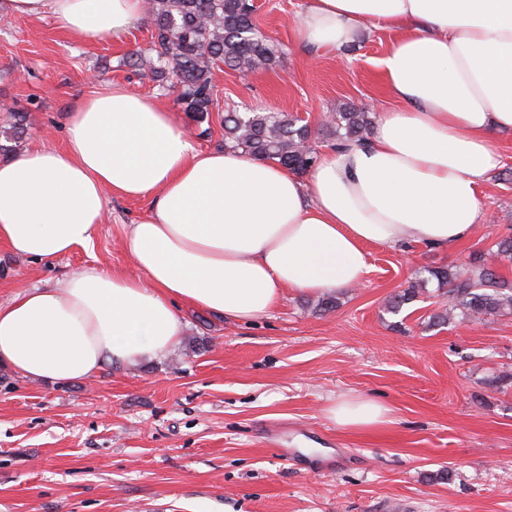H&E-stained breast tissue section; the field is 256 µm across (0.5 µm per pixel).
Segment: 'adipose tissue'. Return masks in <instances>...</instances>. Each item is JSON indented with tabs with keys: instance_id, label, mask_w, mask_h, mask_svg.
I'll return each instance as SVG.
<instances>
[{
	"instance_id": "1",
	"label": "adipose tissue",
	"mask_w": 512,
	"mask_h": 512,
	"mask_svg": "<svg viewBox=\"0 0 512 512\" xmlns=\"http://www.w3.org/2000/svg\"><path fill=\"white\" fill-rule=\"evenodd\" d=\"M0 15L51 18L62 32L119 40L143 0H0ZM397 28L377 60L391 110L366 144L323 151L307 174L234 150H202L156 99L102 84L64 117L67 145L0 159V242L29 261L93 245L109 198L150 199L124 243L136 274L89 265L0 303V366L68 383L105 365L171 354L182 305L228 321L269 314L288 290L359 286L364 246L452 247L476 231L479 191L512 132V0H307L297 42L338 49ZM364 397L325 415L389 423Z\"/></svg>"
}]
</instances>
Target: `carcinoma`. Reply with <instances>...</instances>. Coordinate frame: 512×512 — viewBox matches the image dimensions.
<instances>
[{"label":"carcinoma","instance_id":"cac0c4a2","mask_svg":"<svg viewBox=\"0 0 512 512\" xmlns=\"http://www.w3.org/2000/svg\"><path fill=\"white\" fill-rule=\"evenodd\" d=\"M152 27L149 47L126 56V65L150 74L161 85L176 92V101L192 114L197 124H211L218 87L213 71L227 67L244 75L279 62L281 52L254 21L253 0H147ZM375 116L363 106L346 103L321 127L322 140L333 147L367 138ZM12 139H20L32 125L30 111L10 110ZM224 147L242 151L259 161L280 164L304 174L316 163L319 150L308 125L283 112H239L228 110L221 120ZM420 286L436 281L445 308L430 316L429 325L441 326L455 317L482 321L512 314V284L492 269L450 271L427 270ZM419 289L408 288L388 300L398 313L418 297Z\"/></svg>","mask_w":512,"mask_h":512}]
</instances>
